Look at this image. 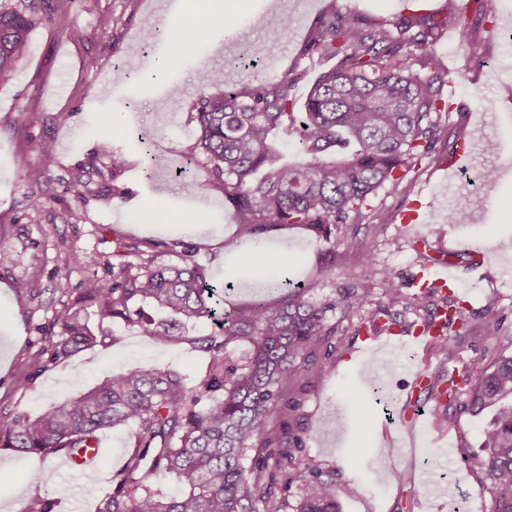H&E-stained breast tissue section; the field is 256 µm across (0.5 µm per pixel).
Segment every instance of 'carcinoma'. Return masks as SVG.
<instances>
[{
	"label": "carcinoma",
	"instance_id": "obj_1",
	"mask_svg": "<svg viewBox=\"0 0 512 512\" xmlns=\"http://www.w3.org/2000/svg\"><path fill=\"white\" fill-rule=\"evenodd\" d=\"M41 10L57 7L35 0L21 10L0 8V83L12 80L15 62L28 51L32 14ZM446 29L448 17L432 12L393 27L331 14L312 28L303 54L337 65L320 74L301 112L294 111L295 77L212 94L217 76L197 71L194 152L207 167L200 188L224 194L238 228L224 249L233 251L239 237L251 239L256 250L247 267L287 292L224 313L216 333L197 338L208 359L199 380L186 382L158 366L121 368L41 414L0 410V456L35 455L45 463L124 427L132 450L97 512H338V489L323 464L297 456L304 432L292 420L300 406L294 389L334 366L343 336L393 334L400 305L423 312L413 326L445 353L470 339L474 314L438 285L421 283L406 294L388 275L376 302L370 285L360 283L313 301L310 289L288 276V263L261 245L285 225L302 226L320 243L343 238L371 217L367 206L377 190L407 194L412 163L441 161L435 146L448 139V125L434 115L454 108L444 94L448 70L436 60L437 37ZM168 39L175 57L202 43L190 26ZM427 68L434 72L421 76ZM164 256L132 238L117 242L110 262L74 253L85 275L63 289L69 301L58 335L43 337L38 361L64 362L106 343L110 321L166 344L213 317L217 288L205 266L188 249L180 264ZM337 309L341 317L333 323L328 313ZM423 390L437 398L467 395V413L493 410L482 430L480 469L493 485L492 512H512V355L427 376ZM162 479L176 482L179 492L164 494ZM294 485L299 493L291 502ZM54 509V500L37 495L24 512Z\"/></svg>",
	"mask_w": 512,
	"mask_h": 512
}]
</instances>
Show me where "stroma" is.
Here are the masks:
<instances>
[{
    "mask_svg": "<svg viewBox=\"0 0 512 512\" xmlns=\"http://www.w3.org/2000/svg\"><path fill=\"white\" fill-rule=\"evenodd\" d=\"M53 20L30 32L26 55L14 78L0 84V245L12 259L0 263V407L36 413L101 382L118 368L155 365L190 378L203 377L207 362L186 341L158 344L121 323L106 344L74 360L39 367L41 338L57 321L67 300L63 285H76L84 271L74 252L111 258L120 238L149 243L189 244L207 266L212 283L232 281V256L225 240L237 227L221 194L202 193L203 165L190 163L196 140L192 118L195 74L205 67L221 75L219 89L295 77L296 100L333 67L327 58L300 54L320 18L331 12L366 21H400L407 12L466 14L470 38L482 45L481 60L469 57L456 29L437 51L448 69L444 93L456 104L449 128H461L472 145V160L457 173L451 194L439 186L442 170L429 160L412 165L410 194L379 189L372 199L373 224L358 237L329 245L294 226L272 231L266 246L288 249L297 280L313 284L315 299L338 296L364 279L357 238L375 243L377 274H391L405 293L416 290L422 259L416 238L433 256L455 255L453 290L476 314L477 336L449 353L426 347L424 339L392 335L344 336L334 368L313 379L298 412L306 430L302 456L320 461L334 474L339 512H491L489 485L478 474L481 430L490 412L462 414L438 425L435 402L413 393L414 372L432 374L467 362L511 354L495 326H512V0H223L224 20L206 29L201 52L170 55L167 31L192 24L199 0H59ZM122 17L114 26L113 17ZM80 38H71V29ZM164 61L157 72L155 61ZM39 113L38 123L19 119L20 110ZM148 136L155 159L152 173L139 165L138 139ZM111 137L125 163L113 168L99 144ZM53 140L54 162L44 165L39 145ZM494 168L498 178L480 188L467 174ZM82 178L84 197L70 192ZM44 205L32 209L34 197ZM460 207L468 223H448L449 208ZM140 211H162L171 223L151 227L133 219ZM39 375L26 391L15 377L30 369ZM112 453L93 475L14 459L0 472V512H22L34 495L54 499L55 512H95L112 489L110 478L128 456L127 433H103ZM42 469L40 484L29 474ZM411 474L399 483L400 473Z\"/></svg>",
    "mask_w": 512,
    "mask_h": 512,
    "instance_id": "stroma-1",
    "label": "stroma"
}]
</instances>
